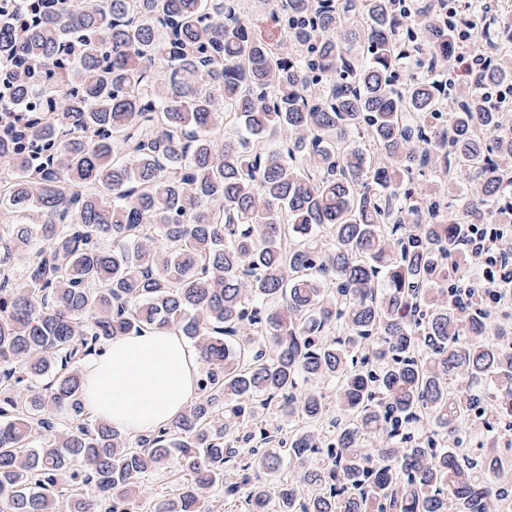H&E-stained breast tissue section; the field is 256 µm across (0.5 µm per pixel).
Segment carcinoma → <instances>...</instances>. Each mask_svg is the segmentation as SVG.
I'll list each match as a JSON object with an SVG mask.
<instances>
[{"label": "carcinoma", "mask_w": 512, "mask_h": 512, "mask_svg": "<svg viewBox=\"0 0 512 512\" xmlns=\"http://www.w3.org/2000/svg\"><path fill=\"white\" fill-rule=\"evenodd\" d=\"M37 4L22 38L0 16V106L28 112L0 131V205L28 218L0 225V503L506 512L512 323L454 285L469 226L512 224L483 97L512 52L437 71L435 0L408 24L396 0ZM155 329L198 349L196 400L135 438L83 416L80 363Z\"/></svg>", "instance_id": "carcinoma-1"}]
</instances>
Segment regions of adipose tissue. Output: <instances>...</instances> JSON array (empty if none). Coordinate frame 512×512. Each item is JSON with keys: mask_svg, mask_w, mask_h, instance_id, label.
Returning <instances> with one entry per match:
<instances>
[{"mask_svg": "<svg viewBox=\"0 0 512 512\" xmlns=\"http://www.w3.org/2000/svg\"><path fill=\"white\" fill-rule=\"evenodd\" d=\"M199 355L171 330L113 339L83 364L84 400L98 419L137 433L166 426L196 390Z\"/></svg>", "mask_w": 512, "mask_h": 512, "instance_id": "obj_1", "label": "adipose tissue"}]
</instances>
